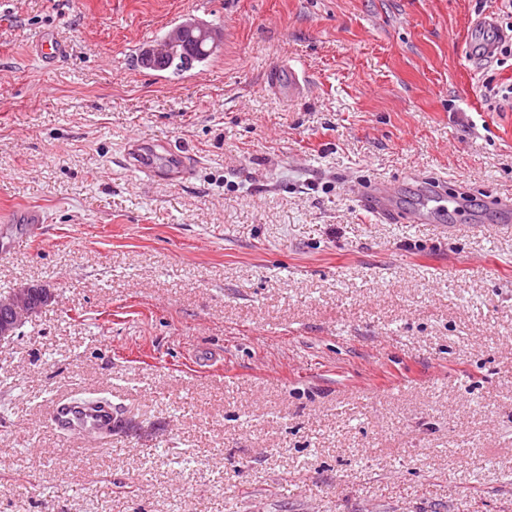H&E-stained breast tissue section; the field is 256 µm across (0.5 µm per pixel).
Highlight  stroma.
Instances as JSON below:
<instances>
[{"mask_svg":"<svg viewBox=\"0 0 512 512\" xmlns=\"http://www.w3.org/2000/svg\"><path fill=\"white\" fill-rule=\"evenodd\" d=\"M196 2L0 6V215L42 212L0 222V292L56 295L0 343V512H512V103L483 87L512 60L475 52L512 6L206 0L209 64L137 67ZM133 138L192 176L128 168ZM432 181L475 201L411 223ZM68 395L111 398L110 445L53 433ZM31 51L43 62L52 63L66 56L69 53V46L55 35L43 33L34 41ZM354 191L382 219L395 218L397 196L392 189L376 184L367 187L357 186Z\"/></svg>","mask_w":512,"mask_h":512,"instance_id":"35a3bbf8","label":"stroma"}]
</instances>
